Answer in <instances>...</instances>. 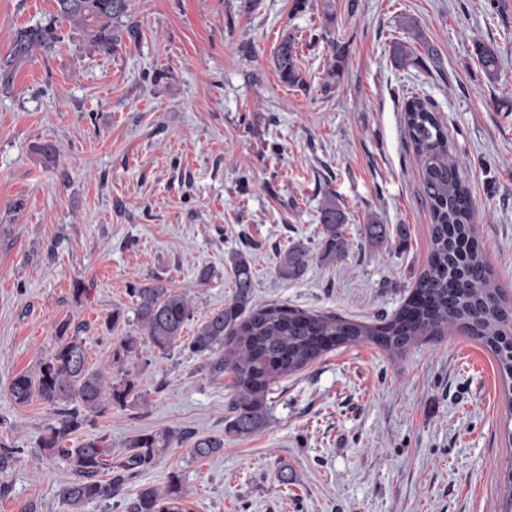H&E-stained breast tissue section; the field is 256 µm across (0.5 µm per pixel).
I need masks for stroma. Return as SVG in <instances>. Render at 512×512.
<instances>
[{
    "label": "stroma",
    "instance_id": "stroma-1",
    "mask_svg": "<svg viewBox=\"0 0 512 512\" xmlns=\"http://www.w3.org/2000/svg\"><path fill=\"white\" fill-rule=\"evenodd\" d=\"M131 0L112 52L67 27L0 88V443L20 454L0 469V512H67L68 464L38 448L58 415L17 404L8 384L53 349L70 320L88 367L136 387L122 408L69 440L181 439L139 477L83 512H130L141 488L177 477L183 512H502L507 407L493 355L456 328L401 356L369 342L333 349L279 378L269 424L230 433L231 375H211L182 347L110 363L136 332L129 294L161 278L192 301L193 336L233 294L232 259L246 253L252 304H279L366 324L403 304L430 252L431 218L401 111L425 98L448 128L470 185L476 229L496 283L512 299V0ZM54 0H0V57L16 29L46 22ZM422 34L414 41L405 23ZM298 43L306 89L281 81L273 54ZM492 44L498 80L475 41ZM346 47L330 74L331 42ZM438 56L394 67L393 43ZM53 143L57 153L39 151ZM335 196L349 255L322 260L319 208ZM405 225L379 248L365 224ZM312 252L287 279L279 254ZM212 277L200 282L198 274ZM87 295L75 297V282ZM124 318L105 329L106 316ZM223 453L197 460L195 438ZM474 46L479 65L484 74L491 80H497L501 67L497 49L481 41H475ZM223 450L224 439L217 436L197 438L189 448L191 456L196 459L209 458Z\"/></svg>",
    "mask_w": 512,
    "mask_h": 512
}]
</instances>
